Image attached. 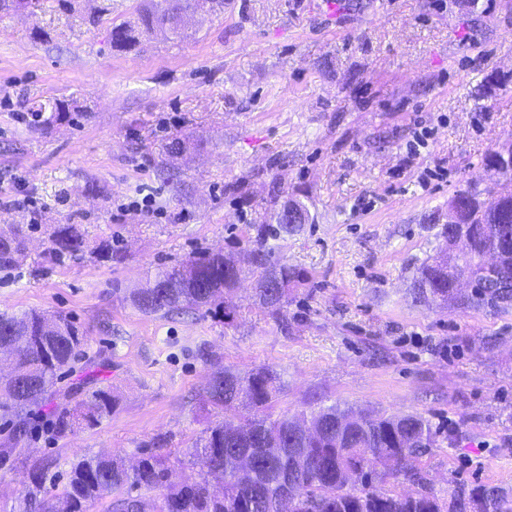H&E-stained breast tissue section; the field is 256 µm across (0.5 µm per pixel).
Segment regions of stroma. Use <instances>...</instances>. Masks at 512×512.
Returning <instances> with one entry per match:
<instances>
[{
	"instance_id": "stroma-1",
	"label": "stroma",
	"mask_w": 512,
	"mask_h": 512,
	"mask_svg": "<svg viewBox=\"0 0 512 512\" xmlns=\"http://www.w3.org/2000/svg\"><path fill=\"white\" fill-rule=\"evenodd\" d=\"M115 17L136 21L135 0L0 15V227L31 237L0 271V311L60 314L87 334L24 440L0 411V512L45 460L51 494L84 456L130 463L158 441L199 478L189 451L224 418L206 394L219 365L275 369L276 417L330 405L424 416L437 443L416 465L440 497L463 482L512 487V306L410 294L428 257L459 252L441 235L451 197L501 180L486 157L512 143V0H336L332 20L323 0H224L221 14H191L187 38L153 34L127 53L110 45ZM491 73L502 82L486 98ZM39 100L69 119L33 123ZM426 169L444 175L425 189ZM148 193L152 211H123ZM26 195L33 208L18 206ZM289 198L313 221L268 242L306 276L279 315L250 266L232 319L133 306L147 272L254 248V225ZM57 224L81 225L92 247L111 239V263L44 261ZM96 389L116 397L112 416L56 436L54 409Z\"/></svg>"
}]
</instances>
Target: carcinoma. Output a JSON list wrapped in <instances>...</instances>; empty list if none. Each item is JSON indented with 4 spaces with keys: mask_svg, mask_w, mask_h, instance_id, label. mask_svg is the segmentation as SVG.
<instances>
[{
    "mask_svg": "<svg viewBox=\"0 0 512 512\" xmlns=\"http://www.w3.org/2000/svg\"><path fill=\"white\" fill-rule=\"evenodd\" d=\"M47 0H0V13L10 14L42 10ZM198 9V0H158L141 3L138 23L123 20L112 23L114 50H130L143 34L162 32L169 37L185 35L181 16ZM66 120L62 103H35L32 115ZM487 166L502 176L492 191L493 198L481 200L482 192L469 187L448 201V215L469 230L470 244L462 253L461 266L475 277V288L466 299L470 305L485 301L512 299V158L495 150ZM498 224L504 230L501 244L506 257L499 269L484 267V254L490 246L487 230ZM297 224H283L278 208L266 221L254 226L255 241L263 244L273 235L295 232ZM28 234L10 225L0 229V269L15 267L27 250ZM85 239L76 224L54 226L45 255L59 261L85 251ZM244 261L263 268L261 276H270L273 287L259 288L262 303L277 313L288 302V288L300 274L285 264L274 265L268 254L252 249ZM243 268L229 264L221 252L190 257L171 267L157 269L145 286L134 290L133 305L151 315L180 308L217 312L227 309L229 296ZM452 266L438 255L424 261L416 280L415 299L427 305L446 301L453 294ZM85 343L84 332L60 314L38 311L0 312V345L5 344L18 356L24 379L7 383L11 400L8 411L15 417L13 434L21 440L27 434V409L47 398L62 371L78 355ZM281 389L279 374L269 367L247 372L218 368L208 383L210 400L224 411L243 405L251 417L243 422L245 430L229 432L234 424L221 421L205 431L192 445L191 455L209 461L206 476L193 482L178 478L175 466L160 454H142L137 465L128 467L122 459L106 454L86 456L71 466L62 489L47 500L40 488L47 461L30 470L29 489L18 501L15 512H89L106 498H112L111 512H457L458 492L443 502L428 486L420 469L406 475L403 461L419 456L436 444V433L419 414H367L358 428L349 429L340 422L352 413L334 406L321 407L310 415H286L274 418L271 408ZM116 400L109 390L85 395L72 407L54 412V425L63 436L82 426H91L112 415ZM308 419L322 424L318 435L300 432L298 425ZM414 485L401 493L374 485L381 478L379 469ZM299 484L300 493L288 509L282 508L284 488ZM157 490L159 497L146 499L131 495L133 490ZM473 512H512V492L484 483L466 486Z\"/></svg>",
    "mask_w": 512,
    "mask_h": 512,
    "instance_id": "1",
    "label": "carcinoma"
}]
</instances>
